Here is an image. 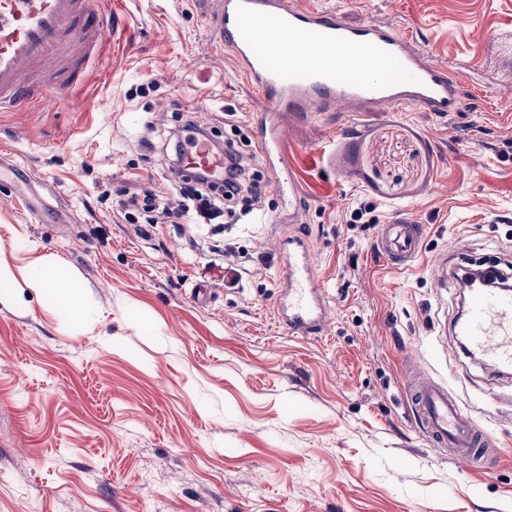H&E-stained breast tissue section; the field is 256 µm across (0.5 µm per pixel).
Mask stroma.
Listing matches in <instances>:
<instances>
[{"label": "stroma", "instance_id": "35a3bbf8", "mask_svg": "<svg viewBox=\"0 0 512 512\" xmlns=\"http://www.w3.org/2000/svg\"><path fill=\"white\" fill-rule=\"evenodd\" d=\"M414 35L465 80L463 112L292 114L282 153L335 319L289 335L273 314V224H130L119 195L171 197L148 123L199 101L221 137L268 101L207 28L198 0H112L101 64L53 108L0 114V512H512V377L465 356L460 309L425 258L512 266V0H299ZM375 224L349 227L358 203ZM55 213L39 221L30 205ZM425 225L409 270L377 252L396 211ZM236 250L224 284L214 241ZM54 271L70 305L33 278ZM203 288L206 300L192 291ZM447 379L502 448L465 470L405 408L407 359Z\"/></svg>", "mask_w": 512, "mask_h": 512}]
</instances>
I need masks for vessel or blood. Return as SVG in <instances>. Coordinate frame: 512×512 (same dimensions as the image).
<instances>
[{"mask_svg": "<svg viewBox=\"0 0 512 512\" xmlns=\"http://www.w3.org/2000/svg\"><path fill=\"white\" fill-rule=\"evenodd\" d=\"M205 19L238 72L268 100L250 115L254 154L270 170L282 200L277 320L289 334L326 335L331 308L313 252L291 230L305 210L295 174L283 161L282 117L293 113L378 112L416 108L438 116L461 112L458 74L435 64L415 38L367 21L352 25L341 13L297 0H204ZM103 0H0V112L54 106L89 65L100 62L111 22ZM422 224L399 212L381 224L376 248L389 266L407 270L422 253ZM454 331L468 350L503 377L512 375V293L479 289ZM413 421L430 446L471 468L489 458L495 440L476 424L447 382L417 361L405 374Z\"/></svg>", "mask_w": 512, "mask_h": 512, "instance_id": "b4317fda", "label": "vessel or blood"}]
</instances>
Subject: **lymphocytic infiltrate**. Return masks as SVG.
Instances as JSON below:
<instances>
[{
  "mask_svg": "<svg viewBox=\"0 0 512 512\" xmlns=\"http://www.w3.org/2000/svg\"><path fill=\"white\" fill-rule=\"evenodd\" d=\"M171 116L174 123L164 130L162 146L178 203L170 205L150 189L128 194L117 202L128 223L176 224L190 214L197 223L208 224L220 216L224 203L240 200L248 207L259 203L263 194L261 182L248 174L234 142H222L215 133L202 129L181 107H174ZM202 141L208 142L212 152L223 159V182H216L200 168L183 170L182 159L188 148Z\"/></svg>",
  "mask_w": 512,
  "mask_h": 512,
  "instance_id": "1",
  "label": "lymphocytic infiltrate"
}]
</instances>
